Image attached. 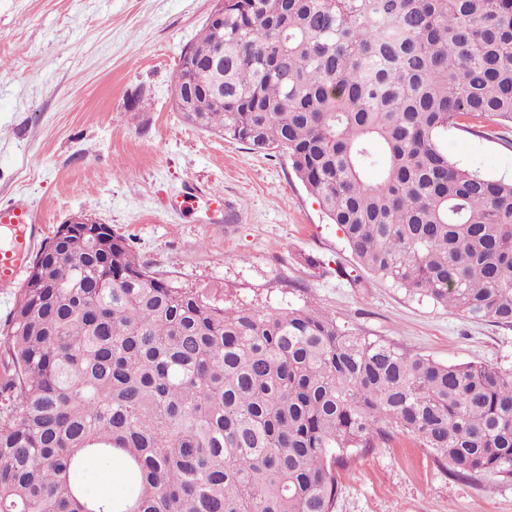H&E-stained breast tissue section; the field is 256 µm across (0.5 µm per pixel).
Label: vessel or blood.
Segmentation results:
<instances>
[{
  "label": "vessel or blood",
  "instance_id": "1",
  "mask_svg": "<svg viewBox=\"0 0 512 512\" xmlns=\"http://www.w3.org/2000/svg\"><path fill=\"white\" fill-rule=\"evenodd\" d=\"M42 230L38 215L28 205L20 201L0 204V231L11 238L9 245L0 246V288L14 287L20 281Z\"/></svg>",
  "mask_w": 512,
  "mask_h": 512
}]
</instances>
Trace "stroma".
Masks as SVG:
<instances>
[{"label":"stroma","instance_id":"35a3bbf8","mask_svg":"<svg viewBox=\"0 0 512 512\" xmlns=\"http://www.w3.org/2000/svg\"><path fill=\"white\" fill-rule=\"evenodd\" d=\"M213 0H0V203L54 232L85 212L151 271L225 306L316 305L358 336L445 364L512 371V328L472 322L355 269L287 154L207 133L172 106ZM460 166L512 179V126L449 128ZM336 512H512V481L462 482L397 436L341 469Z\"/></svg>","mask_w":512,"mask_h":512}]
</instances>
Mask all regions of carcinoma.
<instances>
[{
    "label": "carcinoma",
    "instance_id": "obj_1",
    "mask_svg": "<svg viewBox=\"0 0 512 512\" xmlns=\"http://www.w3.org/2000/svg\"><path fill=\"white\" fill-rule=\"evenodd\" d=\"M183 118L282 151L358 265L512 327V182L450 127L512 125V0H224ZM0 376V512H334L337 468L393 434L461 479L512 480V372L356 336L310 306L233 309L101 227L59 228ZM118 459L130 492L86 493ZM109 470L112 471V482L106 485L101 482L100 475ZM78 479L89 493H97L106 487L112 490L115 497H122L128 493V487L115 461L102 462L99 460H90L80 472Z\"/></svg>",
    "mask_w": 512,
    "mask_h": 512
}]
</instances>
